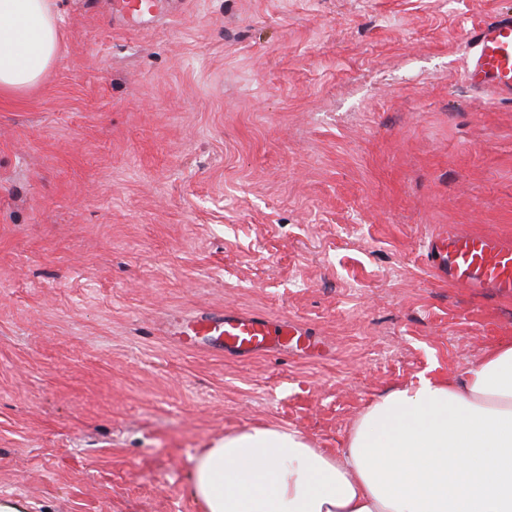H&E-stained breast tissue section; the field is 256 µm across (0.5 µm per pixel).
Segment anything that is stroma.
<instances>
[{"mask_svg":"<svg viewBox=\"0 0 512 512\" xmlns=\"http://www.w3.org/2000/svg\"><path fill=\"white\" fill-rule=\"evenodd\" d=\"M56 9L55 63L0 100L1 504L204 512L191 471L224 435L334 454L379 396L512 342V297L425 258L451 224L512 238V97L466 79L469 28L512 0ZM224 309L321 345L180 343ZM163 0H115L114 10L121 18L138 26L155 22Z\"/></svg>","mask_w":512,"mask_h":512,"instance_id":"35a3bbf8","label":"stroma"}]
</instances>
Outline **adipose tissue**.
Listing matches in <instances>:
<instances>
[{"mask_svg":"<svg viewBox=\"0 0 512 512\" xmlns=\"http://www.w3.org/2000/svg\"><path fill=\"white\" fill-rule=\"evenodd\" d=\"M54 0H0V97L36 87L57 58ZM204 512H512V342L464 383L420 377L371 404L330 455L253 428L199 454Z\"/></svg>","mask_w":512,"mask_h":512,"instance_id":"1","label":"adipose tissue"}]
</instances>
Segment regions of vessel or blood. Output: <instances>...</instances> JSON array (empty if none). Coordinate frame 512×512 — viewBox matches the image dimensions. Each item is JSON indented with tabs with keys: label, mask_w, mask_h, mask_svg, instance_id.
<instances>
[{
	"label": "vessel or blood",
	"mask_w": 512,
	"mask_h": 512,
	"mask_svg": "<svg viewBox=\"0 0 512 512\" xmlns=\"http://www.w3.org/2000/svg\"><path fill=\"white\" fill-rule=\"evenodd\" d=\"M162 0H115L120 17L138 26L155 22ZM475 52L466 76L479 90L512 96V14L473 28ZM436 276L460 288L490 289L512 295V242L491 236L449 230L432 236L426 245ZM189 334L213 350L248 359L271 351L306 353L316 348L298 322L271 320L265 315L227 310L194 317Z\"/></svg>",
	"instance_id": "obj_1"
}]
</instances>
